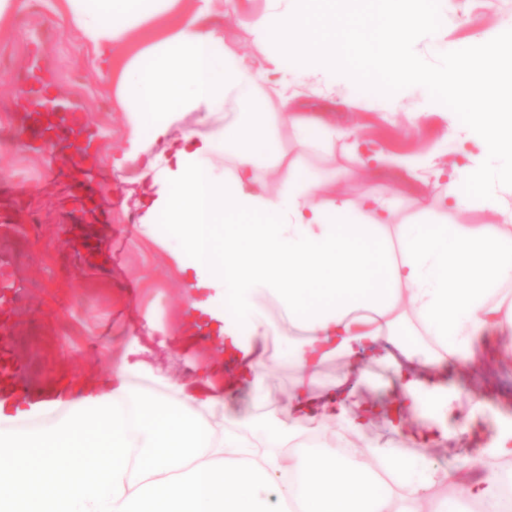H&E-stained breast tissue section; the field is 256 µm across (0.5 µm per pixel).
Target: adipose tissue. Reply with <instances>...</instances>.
Returning <instances> with one entry per match:
<instances>
[{"label":"adipose tissue","instance_id":"1","mask_svg":"<svg viewBox=\"0 0 512 512\" xmlns=\"http://www.w3.org/2000/svg\"><path fill=\"white\" fill-rule=\"evenodd\" d=\"M57 0L98 70L116 75L127 116L120 159L137 169L133 194L146 235L166 225L180 245L177 272L215 289L224 333L244 336V360L226 388L264 400L278 328L291 335L285 360L294 382L278 448L237 424L210 423L222 395L186 388L157 396L113 371L103 397L77 402L46 429L0 439V512H456L440 485H463L473 504L512 512L499 474L436 469L413 448L479 446L512 457V417L485 420L475 400L465 416L447 383L487 351L512 357V209L499 224L422 223L391 228L378 197L360 210L288 170L281 190L263 191L281 154L267 75L295 57L325 78L337 71L382 74L390 86L429 81L436 99L482 135L487 154L512 175V43L485 58L464 50L427 77L405 54L423 26L447 25L438 0H314L312 13L272 7L250 24L273 45L263 66L224 44L208 17L214 0ZM147 30H140V23ZM237 109L231 125L175 133L181 111ZM483 175H454L423 211L470 207ZM344 361L332 381L321 365ZM393 374L384 400L360 395L366 364ZM402 439L368 434L377 418ZM396 473L404 498L383 479Z\"/></svg>","mask_w":512,"mask_h":512}]
</instances>
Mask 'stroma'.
<instances>
[{"mask_svg": "<svg viewBox=\"0 0 512 512\" xmlns=\"http://www.w3.org/2000/svg\"><path fill=\"white\" fill-rule=\"evenodd\" d=\"M20 2L10 39L0 41V103L10 98L11 78L24 66L27 20L57 24L62 40L54 56L55 93L62 99L82 93L90 125L106 131L100 158L110 168L112 197L104 239L117 250L112 266L95 274L84 272L74 261L62 232L65 216L40 192L42 161L11 147L14 129L9 114L0 110V144L7 146L0 151V184L20 180L33 194L31 208L19 210L17 221L26 233L25 274L38 284L22 314L25 341L37 361L36 378L55 376L70 401L102 394L103 381L124 359L133 365L130 382L153 392L159 389V375L190 389L208 372L216 383H223L224 357L213 346L193 338L183 348L175 342L186 298L165 246L168 229L158 227L152 240L139 233V210L127 194L135 170L112 165L127 142L126 114L116 94L95 71L91 53L78 41L72 25L57 22L53 0ZM268 7L269 0H217L211 22L223 29L227 46L260 63L270 48L255 39L247 24ZM486 8V15L472 16L466 32L453 22L423 28L408 49L410 56L420 68L440 73L460 51L488 54L512 36V0H487ZM288 82L287 107L271 106L275 112L286 109L288 117L275 126L283 158L265 181L267 192L276 193L288 167L295 164L352 208H361L371 196L388 201L390 222L396 226L452 219L497 224L498 207L512 205V182L501 179L499 163L486 154L478 132L462 127L453 111L432 98L427 83L414 80L396 91L379 87L369 93L360 73H340L328 82L293 64L288 67ZM296 119L318 120L344 135L319 149L297 136L292 125ZM375 151L421 159L429 169L418 177L404 169L365 168L364 155ZM475 164L485 174V198L458 215L440 209L420 212L417 200L445 194L447 175ZM292 379L287 363L273 362L264 380L265 402L247 408L237 399L233 405L243 409L254 429L273 436L287 417Z\"/></svg>", "mask_w": 512, "mask_h": 512, "instance_id": "obj_1", "label": "stroma"}]
</instances>
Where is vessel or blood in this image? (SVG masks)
Wrapping results in <instances>:
<instances>
[{
    "label": "vessel or blood",
    "instance_id": "1",
    "mask_svg": "<svg viewBox=\"0 0 512 512\" xmlns=\"http://www.w3.org/2000/svg\"><path fill=\"white\" fill-rule=\"evenodd\" d=\"M58 37L54 29L29 26L26 61L15 78L10 110L19 128L18 145L45 161L43 179L72 216L68 241L90 272L98 268L94 228L103 221L110 183L98 160L102 133L88 124L81 99L64 102L53 93L57 71L48 47ZM23 240L12 213L0 207V431L34 419L61 400L57 391L31 380L34 359L23 345L17 319L31 286L24 274ZM185 297L186 332L226 351L229 361L241 360L240 348L224 343V316L213 308L206 289L187 286Z\"/></svg>",
    "mask_w": 512,
    "mask_h": 512
}]
</instances>
